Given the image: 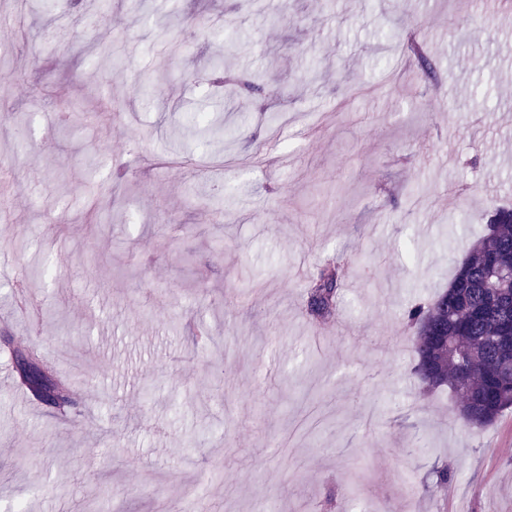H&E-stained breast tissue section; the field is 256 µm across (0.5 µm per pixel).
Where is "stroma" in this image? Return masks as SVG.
<instances>
[{
  "label": "stroma",
  "mask_w": 512,
  "mask_h": 512,
  "mask_svg": "<svg viewBox=\"0 0 512 512\" xmlns=\"http://www.w3.org/2000/svg\"><path fill=\"white\" fill-rule=\"evenodd\" d=\"M0 15V112L26 116L0 124L17 171L0 180V333L74 390L62 414L0 385V512H179L191 493L209 512H512V410L468 433L448 389L413 375L401 318L512 204V8ZM218 57L264 94L212 86ZM68 101L81 121L54 122ZM197 112L224 140H185ZM331 257L358 274L319 327L306 282ZM434 465L448 482L427 494Z\"/></svg>",
  "instance_id": "obj_1"
}]
</instances>
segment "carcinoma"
<instances>
[{
  "mask_svg": "<svg viewBox=\"0 0 512 512\" xmlns=\"http://www.w3.org/2000/svg\"><path fill=\"white\" fill-rule=\"evenodd\" d=\"M496 269L512 271L511 208L492 211L487 233L468 249L448 289L430 303L415 301L404 310L405 324L415 330L414 374L426 388L448 387L464 425L475 431L512 408V386L502 387L495 379L498 364L512 363V345L500 343L504 326L491 301L496 295L512 308V288L488 287ZM345 275V265L334 258L319 265L307 291L312 322L323 324L333 317ZM0 342L11 353L22 389L37 400L55 392L58 408L70 405L66 386L42 363L36 346L11 336Z\"/></svg>",
  "mask_w": 512,
  "mask_h": 512,
  "instance_id": "1",
  "label": "carcinoma"
}]
</instances>
